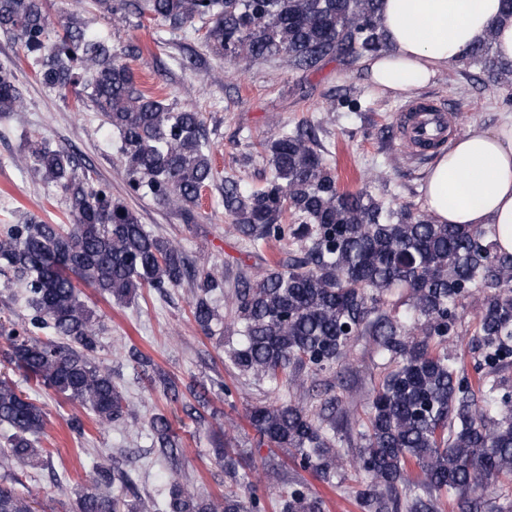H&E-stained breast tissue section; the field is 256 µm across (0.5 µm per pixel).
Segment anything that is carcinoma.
<instances>
[{
    "label": "carcinoma",
    "instance_id": "obj_1",
    "mask_svg": "<svg viewBox=\"0 0 512 512\" xmlns=\"http://www.w3.org/2000/svg\"><path fill=\"white\" fill-rule=\"evenodd\" d=\"M122 17L148 14L172 31L205 25L214 55L249 65L279 55L298 69L327 57L356 60L384 46L380 0H94ZM0 32L20 42L37 79L59 93L80 87L76 104L100 112L117 133L127 194L151 197L195 220L201 192L215 182L202 113L140 90L127 63L143 50L112 48L75 21L51 30L43 0H0ZM489 77L512 76V62L494 52V34L462 59ZM25 108L14 64L0 62V116ZM271 175L263 187L241 190L224 181V211L245 242L286 241L288 257L260 276H241L231 297L243 341L229 351L235 370L288 391L348 357L364 339L387 368L360 423L366 444L349 461L366 512H438L454 494L461 512L512 482V398L500 393L499 369L512 362V255L500 254L472 224H438L410 204L385 206L364 192H343L336 170L301 133L279 132L261 144ZM20 163L58 188L66 224L22 214L0 235V263L27 285L31 318L0 321V361L39 386L90 409L101 426L129 410L112 370L95 361L99 319L80 297L85 283L117 303L143 289H196L191 317L206 335L217 313L209 294L224 287L195 268L181 246L157 236L136 212L95 185L74 151L44 138L24 140ZM477 297L472 337L481 359L469 379L448 355L457 307ZM176 402V383L147 376ZM246 418L294 463L325 480L336 477V397L311 411L295 401L261 403ZM46 423L43 408L0 375V512H37L17 489L15 470L36 466ZM154 447L177 450L171 422L149 423ZM224 471L240 466L233 449L218 447ZM123 473L97 463L89 484L75 490L76 512H260L254 484L235 481L224 501L204 498L172 478L161 511L126 493ZM280 512H322V501L298 484L279 495Z\"/></svg>",
    "mask_w": 512,
    "mask_h": 512
}]
</instances>
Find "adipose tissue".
<instances>
[{"mask_svg":"<svg viewBox=\"0 0 512 512\" xmlns=\"http://www.w3.org/2000/svg\"><path fill=\"white\" fill-rule=\"evenodd\" d=\"M500 0H381L386 48L361 67L378 87L405 96L452 69L494 33V49L512 60V21L499 22ZM424 207L439 224H474L499 253L512 254V125L470 127L429 168Z\"/></svg>","mask_w":512,"mask_h":512,"instance_id":"obj_1","label":"adipose tissue"}]
</instances>
